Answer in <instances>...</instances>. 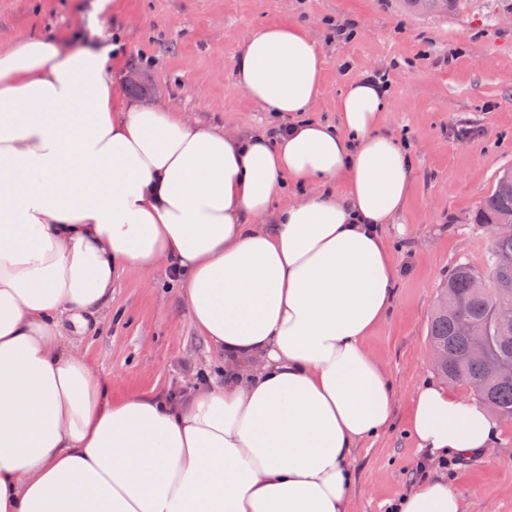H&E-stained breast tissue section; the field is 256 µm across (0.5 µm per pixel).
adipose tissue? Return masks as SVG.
Segmentation results:
<instances>
[{"instance_id":"obj_1","label":"adipose tissue","mask_w":512,"mask_h":512,"mask_svg":"<svg viewBox=\"0 0 512 512\" xmlns=\"http://www.w3.org/2000/svg\"><path fill=\"white\" fill-rule=\"evenodd\" d=\"M112 57L0 46V512H350L353 453L393 420L365 346L393 303L383 230L412 174L382 129L386 88L349 82L335 126L240 134L130 100ZM321 76L298 26L260 29L236 57L238 85L279 115L304 111ZM159 268L223 376L113 395L61 322L84 332L121 272ZM409 427L457 458L499 429L435 383ZM394 512H462V498L425 478Z\"/></svg>"}]
</instances>
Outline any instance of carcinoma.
<instances>
[{"instance_id":"1","label":"carcinoma","mask_w":512,"mask_h":512,"mask_svg":"<svg viewBox=\"0 0 512 512\" xmlns=\"http://www.w3.org/2000/svg\"><path fill=\"white\" fill-rule=\"evenodd\" d=\"M507 213H512L511 168L499 172L493 190L470 220L494 225ZM477 276L487 281V290L474 287ZM440 296V306L431 317L428 331L430 347L441 353L438 373L469 387L479 401L499 415L512 414V374L491 377L484 364L470 355L473 347L483 345L512 365V326L499 328L492 322L498 304H512V236L493 240L484 273L466 261L457 262L442 283ZM462 320L472 322L477 329L468 335L461 333L458 326Z\"/></svg>"}]
</instances>
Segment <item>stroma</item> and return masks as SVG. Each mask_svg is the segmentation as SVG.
I'll use <instances>...</instances> for the list:
<instances>
[{
  "mask_svg": "<svg viewBox=\"0 0 512 512\" xmlns=\"http://www.w3.org/2000/svg\"><path fill=\"white\" fill-rule=\"evenodd\" d=\"M94 21L123 38L112 76L131 98L230 132L278 124L234 79L240 44L263 27H305L322 58L307 119L338 124L345 85L387 73L384 129L408 145L413 180L385 227L399 271L394 306L366 346L386 367L394 417L354 453L351 512H388L423 473L447 477L463 512H512V422L501 421L486 452L450 466L426 461L409 432L413 395L438 379L427 338L438 285L458 261L485 269L491 231L468 217L512 167V24L497 0H463L452 15L411 12L404 0H0V43L68 39ZM333 23L351 25L352 37L336 38ZM168 281L162 268L121 273L94 331L69 336L114 392L179 394L208 364L210 348Z\"/></svg>",
  "mask_w": 512,
  "mask_h": 512,
  "instance_id": "obj_1",
  "label": "stroma"
}]
</instances>
